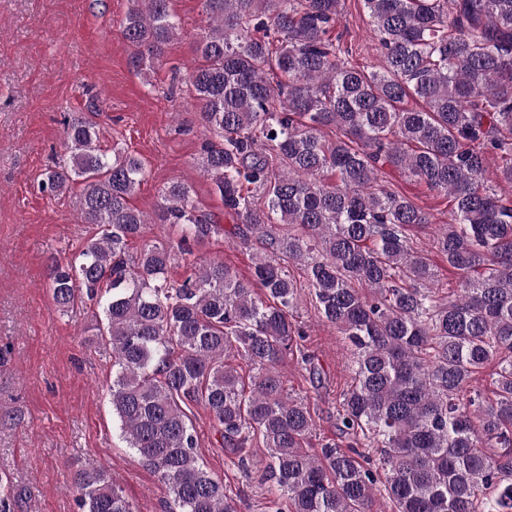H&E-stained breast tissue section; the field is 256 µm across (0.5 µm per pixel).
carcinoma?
<instances>
[{
    "mask_svg": "<svg viewBox=\"0 0 512 512\" xmlns=\"http://www.w3.org/2000/svg\"><path fill=\"white\" fill-rule=\"evenodd\" d=\"M202 2V63L189 81L222 143L202 146L198 168L241 243L256 246L253 279L213 261L170 282L174 256L219 225L182 181L161 189L156 218L131 207L144 164L101 153L81 118L64 121L68 157L41 180L52 194L80 181L77 214L101 228L78 258H49V288L60 310L89 302L102 315L95 330L112 351V414L128 447L168 489V512H237L223 478L197 462L186 402L209 412L243 470L250 437L262 439L274 512H381L380 497L391 512H512V194L486 178L496 154L497 178L512 186V0H363L383 50L370 72L332 36L340 0ZM119 27L140 72L178 34L169 0H131ZM387 167L448 198L432 246L457 275L455 297H439L410 245L430 215L385 184ZM148 224L176 227L178 240L129 254ZM287 262L306 267L321 316L355 356L345 448H304L310 408L276 369L304 336ZM233 354L251 375L227 363ZM494 360L488 399L470 382ZM374 444L375 469L361 453ZM74 485L82 512H134L98 465Z\"/></svg>",
    "mask_w": 512,
    "mask_h": 512,
    "instance_id": "1",
    "label": "carcinoma"
}]
</instances>
